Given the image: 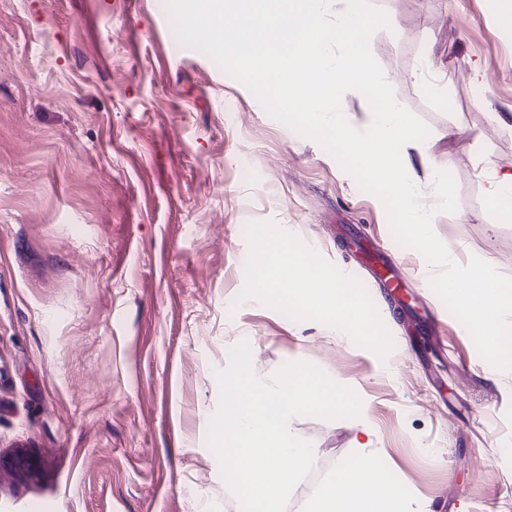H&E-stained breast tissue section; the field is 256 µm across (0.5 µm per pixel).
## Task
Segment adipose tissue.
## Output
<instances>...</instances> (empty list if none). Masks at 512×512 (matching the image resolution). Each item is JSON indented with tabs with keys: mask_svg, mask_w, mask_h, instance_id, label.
Instances as JSON below:
<instances>
[{
	"mask_svg": "<svg viewBox=\"0 0 512 512\" xmlns=\"http://www.w3.org/2000/svg\"><path fill=\"white\" fill-rule=\"evenodd\" d=\"M311 512H410L403 488L389 482L374 455L340 467L334 478L319 485Z\"/></svg>",
	"mask_w": 512,
	"mask_h": 512,
	"instance_id": "adipose-tissue-1",
	"label": "adipose tissue"
}]
</instances>
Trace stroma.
<instances>
[{
    "instance_id": "stroma-1",
    "label": "stroma",
    "mask_w": 512,
    "mask_h": 512,
    "mask_svg": "<svg viewBox=\"0 0 512 512\" xmlns=\"http://www.w3.org/2000/svg\"><path fill=\"white\" fill-rule=\"evenodd\" d=\"M371 3L394 18L371 52L456 181L434 232L460 262L512 276V223L486 195L512 162V34L486 0ZM174 36L166 0H0V454L37 461L0 472V505L240 512L207 425L214 371L243 337L257 376L304 360L360 396L361 419L292 422L323 480L369 430L414 512H512V373L489 377L377 197ZM253 221L293 225L362 281L346 238L384 242L403 281L396 300L369 292L395 339L387 361L239 302Z\"/></svg>"
}]
</instances>
